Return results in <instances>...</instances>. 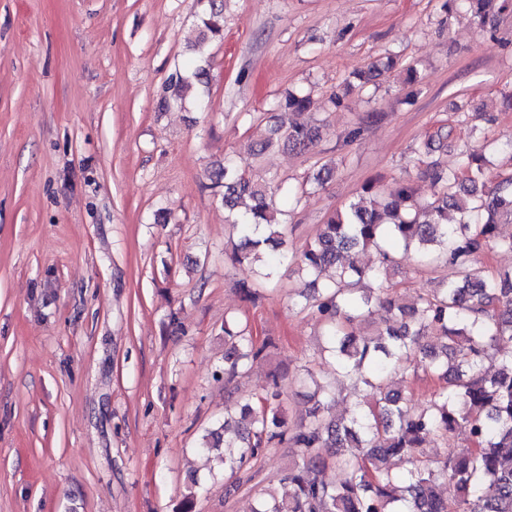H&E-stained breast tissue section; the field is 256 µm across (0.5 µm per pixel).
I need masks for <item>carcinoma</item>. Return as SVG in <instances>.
<instances>
[{
  "label": "carcinoma",
  "mask_w": 512,
  "mask_h": 512,
  "mask_svg": "<svg viewBox=\"0 0 512 512\" xmlns=\"http://www.w3.org/2000/svg\"><path fill=\"white\" fill-rule=\"evenodd\" d=\"M207 6L195 29L194 46L201 55L224 35V0H207ZM447 11L446 21L464 17L484 31L496 16L512 12V0H447ZM198 81L200 73L188 68L172 75L163 106L181 108L190 97L198 111H209V99L194 91ZM312 105L310 95L292 92L276 103L296 114ZM458 122L467 127L469 142L456 166L432 159L434 144L448 140L444 125L413 150L417 178L435 188L432 200H420L410 181H370L293 254L278 215L283 207L296 210L306 189L287 187L274 176L255 181L230 155L209 172V188L219 190L240 239L232 262L261 263L259 281L237 283L242 298L258 301L259 287L280 262L295 264L311 277L309 294L305 302L294 303L295 309L318 314L338 376L363 385L366 396L349 418L330 417L336 393L304 364L305 382L314 385L305 394L311 402L306 420L288 424V377L274 374L266 393L240 406L237 421L226 418L206 431L201 451L223 449L224 472L233 478L224 486L227 497L258 476L256 464L269 449H296L277 477L288 492L264 486L251 512H512V353H499L502 344L512 343V270L490 276L477 265L491 248L512 251V236L499 232L500 225L512 222V174L496 175V185L487 187L493 158L512 155V139L488 138L466 112ZM317 138V127L291 122L264 134L253 131L247 149L260 156L283 140L307 149ZM400 248L415 250L420 266L440 264L450 273L438 288L404 302L393 295L398 284L391 280ZM365 251L376 254L374 266L360 263L358 254ZM361 324L376 332L358 336ZM272 346L254 336L248 323L235 316L224 319L228 393H234L236 375ZM488 358L497 359L492 374L483 370ZM420 371L439 389L415 409L393 381ZM458 430L470 437L469 450L427 456L431 441L446 443ZM395 458L409 464L405 473L390 468ZM329 465L343 472L341 481L322 478Z\"/></svg>",
  "instance_id": "carcinoma-1"
}]
</instances>
